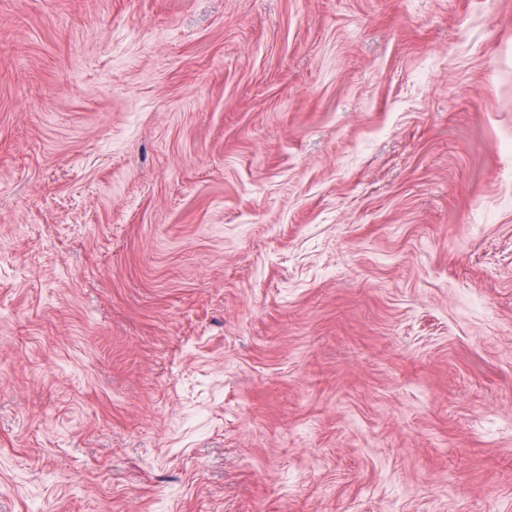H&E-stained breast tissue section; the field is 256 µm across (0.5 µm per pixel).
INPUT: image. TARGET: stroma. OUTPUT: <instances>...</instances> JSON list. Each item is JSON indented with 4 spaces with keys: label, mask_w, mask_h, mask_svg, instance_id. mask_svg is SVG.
Here are the masks:
<instances>
[{
    "label": "stroma",
    "mask_w": 512,
    "mask_h": 512,
    "mask_svg": "<svg viewBox=\"0 0 512 512\" xmlns=\"http://www.w3.org/2000/svg\"><path fill=\"white\" fill-rule=\"evenodd\" d=\"M0 512H512V0H0Z\"/></svg>",
    "instance_id": "stroma-1"
}]
</instances>
